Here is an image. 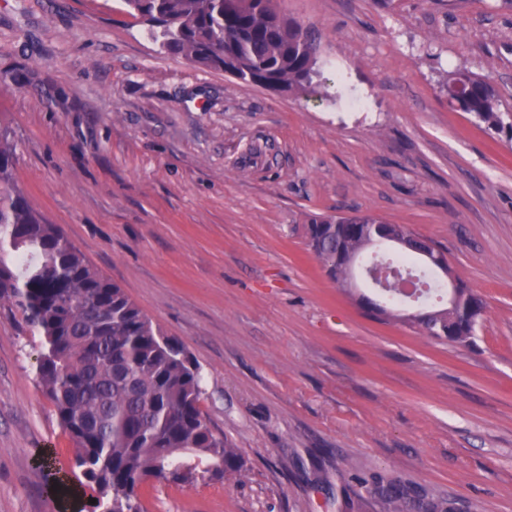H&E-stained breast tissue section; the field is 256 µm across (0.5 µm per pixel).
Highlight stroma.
<instances>
[{"instance_id":"1","label":"stroma","mask_w":512,"mask_h":512,"mask_svg":"<svg viewBox=\"0 0 512 512\" xmlns=\"http://www.w3.org/2000/svg\"><path fill=\"white\" fill-rule=\"evenodd\" d=\"M317 45L315 92L169 54L123 0H0V132L31 206L186 350L243 472L146 481L144 512H336L381 470L512 512V10L500 0H277ZM463 67L504 130L449 110ZM369 213L448 256L485 303L472 345L376 317L306 245ZM41 338L0 309V512L95 497L37 377Z\"/></svg>"}]
</instances>
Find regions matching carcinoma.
Masks as SVG:
<instances>
[{"instance_id":"1","label":"carcinoma","mask_w":512,"mask_h":512,"mask_svg":"<svg viewBox=\"0 0 512 512\" xmlns=\"http://www.w3.org/2000/svg\"><path fill=\"white\" fill-rule=\"evenodd\" d=\"M170 54L274 92L302 91L316 74L308 31L272 0H123ZM448 107L491 129L502 126L495 88L465 68L448 75ZM15 146L0 135V308L43 338V392L75 445V465L108 503L105 512H142L137 489L153 478L175 483L238 474V450L200 409L197 366L178 343L106 279L29 204L13 178ZM308 246L323 267L336 251L363 250L361 229L336 235L331 217H313ZM476 314L457 315L429 335L471 345ZM381 512H457L419 487L380 473L351 477Z\"/></svg>"}]
</instances>
